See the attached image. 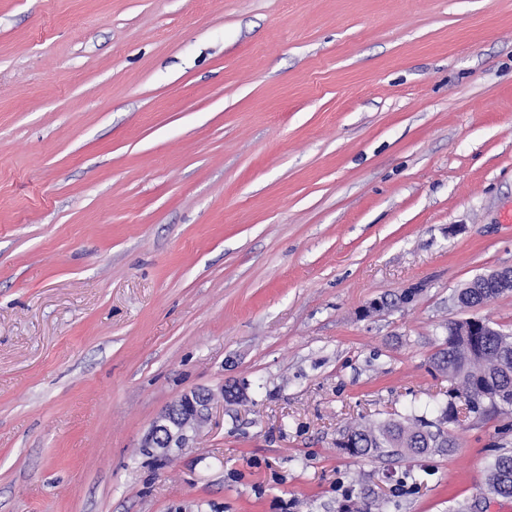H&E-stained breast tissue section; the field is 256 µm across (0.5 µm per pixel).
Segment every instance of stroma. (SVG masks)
Here are the masks:
<instances>
[{
  "mask_svg": "<svg viewBox=\"0 0 512 512\" xmlns=\"http://www.w3.org/2000/svg\"><path fill=\"white\" fill-rule=\"evenodd\" d=\"M509 267L512 0H0V512H512L510 413L336 446L443 399L457 294ZM213 398L209 389L184 394L151 424L142 440L143 451L150 454L147 448H152L158 456L166 457L175 448H189L198 427L209 420ZM483 491L493 497L512 498V454H500L489 462Z\"/></svg>",
  "mask_w": 512,
  "mask_h": 512,
  "instance_id": "stroma-1",
  "label": "stroma"
}]
</instances>
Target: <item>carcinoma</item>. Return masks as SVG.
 <instances>
[{
    "label": "carcinoma",
    "mask_w": 512,
    "mask_h": 512,
    "mask_svg": "<svg viewBox=\"0 0 512 512\" xmlns=\"http://www.w3.org/2000/svg\"><path fill=\"white\" fill-rule=\"evenodd\" d=\"M461 294L474 304L499 296L496 289L480 284L461 289ZM431 363L451 382L447 401L438 402L433 408L413 407L410 414L399 419L351 425L343 433L347 443H339L337 447L355 459L449 453L457 447L456 438L444 434L437 423L457 421L458 404L473 397L472 413L512 410L511 333L491 326L486 320L482 321V335L475 337L461 336L448 325ZM432 409L440 413L437 423L427 418ZM483 491L493 497L512 498V454H500L489 462Z\"/></svg>",
    "instance_id": "1"
}]
</instances>
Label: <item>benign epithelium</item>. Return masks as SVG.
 Segmentation results:
<instances>
[{"label":"benign epithelium","mask_w":512,"mask_h":512,"mask_svg":"<svg viewBox=\"0 0 512 512\" xmlns=\"http://www.w3.org/2000/svg\"><path fill=\"white\" fill-rule=\"evenodd\" d=\"M477 282L493 288L512 290V269L505 268L477 277ZM214 393L198 389L183 395L176 405L165 409L151 424L142 440V447L166 457L174 449L187 448L194 434L209 420Z\"/></svg>","instance_id":"7a95c632"}]
</instances>
